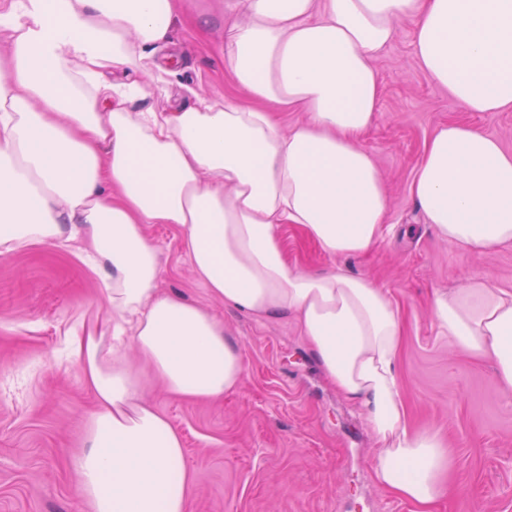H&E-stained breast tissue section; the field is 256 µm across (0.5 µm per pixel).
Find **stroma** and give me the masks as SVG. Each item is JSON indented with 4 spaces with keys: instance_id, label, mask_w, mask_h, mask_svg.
I'll return each mask as SVG.
<instances>
[{
    "instance_id": "stroma-1",
    "label": "stroma",
    "mask_w": 512,
    "mask_h": 512,
    "mask_svg": "<svg viewBox=\"0 0 512 512\" xmlns=\"http://www.w3.org/2000/svg\"><path fill=\"white\" fill-rule=\"evenodd\" d=\"M185 18L164 56L202 93H241L207 45L224 37L223 0H185ZM415 21L395 25L375 66L378 116L361 146L383 178L391 232L363 256L323 255L294 226L281 235L290 264L336 265L383 288L403 342L397 365L407 424L439 429L457 462L455 493L436 512H512V408L490 361L460 353L433 329L437 291L474 278L512 287V244L464 252L440 240L410 195L426 144L444 124L475 127L512 153V111L469 112L420 68ZM159 251L158 285L209 309L240 342V388L217 402L188 401L147 380V398L182 435L193 476L188 512H413L373 479L378 444L362 409L325 377L293 317L260 320L212 298L193 275L179 230L146 225ZM97 278L73 253L48 244L0 257V512H87L70 457L93 408L63 331L106 315Z\"/></svg>"
}]
</instances>
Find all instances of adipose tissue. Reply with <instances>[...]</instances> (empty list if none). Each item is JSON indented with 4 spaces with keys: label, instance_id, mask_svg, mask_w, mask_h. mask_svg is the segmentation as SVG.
<instances>
[{
    "label": "adipose tissue",
    "instance_id": "1",
    "mask_svg": "<svg viewBox=\"0 0 512 512\" xmlns=\"http://www.w3.org/2000/svg\"><path fill=\"white\" fill-rule=\"evenodd\" d=\"M211 46L248 103L183 90L158 62L182 0H0V256L51 244L97 277L107 317L74 322L65 352L95 402L72 458L91 512H187L183 441L143 395L137 351L172 396L217 401L244 372L210 311L161 292L148 224L181 232L195 278L225 306L295 316L327 378L360 405L380 448L375 483L434 512L455 464L439 432L409 430L396 360L400 318L382 288L343 268L288 263L296 226L327 256L371 251L387 201L359 138L381 93L375 60L414 17L421 68L471 112L512 109V0H224ZM308 121L285 128L277 110ZM435 234L470 252L512 244V153L478 129L437 128L411 186ZM437 338L490 360L512 396V290L479 280L436 292Z\"/></svg>",
    "mask_w": 512,
    "mask_h": 512
}]
</instances>
